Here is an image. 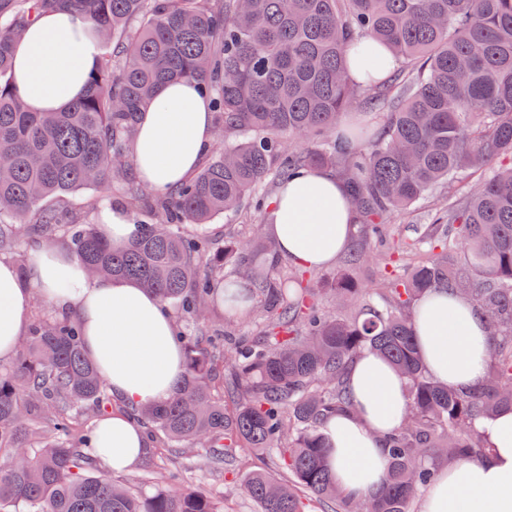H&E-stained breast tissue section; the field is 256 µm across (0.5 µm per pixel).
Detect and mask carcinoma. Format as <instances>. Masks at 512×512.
Instances as JSON below:
<instances>
[{"label":"carcinoma","instance_id":"1","mask_svg":"<svg viewBox=\"0 0 512 512\" xmlns=\"http://www.w3.org/2000/svg\"><path fill=\"white\" fill-rule=\"evenodd\" d=\"M50 10L92 15L102 54L85 94L63 112H29L13 87V45ZM392 70L389 81L349 77V44ZM196 78L220 113L224 146L165 195L134 180L138 114L158 85ZM369 104L386 110L369 147L364 129H346L350 148L330 139L339 117ZM350 171L360 216L347 269L328 288L280 266L279 245L235 238L219 247L203 226L252 199L261 214L267 182L305 170ZM467 168L484 171L465 201L436 214L417 238L392 232L387 218ZM120 185L127 204L153 216L140 236L115 250L90 224L45 205L81 189ZM0 254L14 256L37 236L68 241L91 278L122 277L176 310L184 375L174 397L133 415L178 459L205 447L224 464L239 448L270 454L273 470L246 477L240 491L260 512H410L437 475L487 452L480 423L512 407V0H0ZM388 257L367 307L356 277ZM261 294L247 307L258 320L205 336L217 292L231 304L224 266ZM481 275L484 286L472 288ZM470 298L494 338L481 383L441 387L422 365L412 310L434 289ZM333 302H322L324 292ZM20 339L0 370V512H219L204 491L151 494L118 485L88 452L92 417L112 411L107 385L83 351L75 321L50 310ZM364 351L386 358L409 401L388 436L387 478L354 498L336 484L318 428L350 408L345 377Z\"/></svg>","mask_w":512,"mask_h":512}]
</instances>
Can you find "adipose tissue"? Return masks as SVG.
Instances as JSON below:
<instances>
[{"instance_id":"obj_1","label":"adipose tissue","mask_w":512,"mask_h":512,"mask_svg":"<svg viewBox=\"0 0 512 512\" xmlns=\"http://www.w3.org/2000/svg\"><path fill=\"white\" fill-rule=\"evenodd\" d=\"M95 29L89 13L54 12L41 15L15 44V84L29 111L58 112L83 93L101 54ZM213 141L211 105L199 84L164 83L139 115L137 174L165 193L196 171ZM356 220L344 182L317 168L281 188L267 231L296 266L326 268L347 247ZM96 230L119 249L141 227L115 205L100 211ZM37 291L80 325L87 358L120 404L99 421L91 455L109 471H134L148 448L132 411L168 402L182 374L173 319L156 294L125 279H88L69 247L45 246L33 255L24 279L11 260H0L1 362L15 357ZM414 334L428 372L441 385L464 390L482 380L490 327L471 300L444 289L430 292L416 304ZM348 387L351 411L325 417L320 435L337 484L363 497L385 480V441L403 423L408 397L389 362L368 351L354 360ZM481 430L488 454L442 469L422 496L420 512H512V408L501 409Z\"/></svg>"}]
</instances>
